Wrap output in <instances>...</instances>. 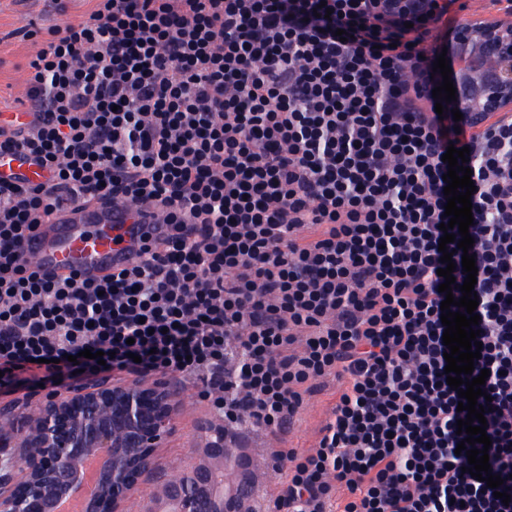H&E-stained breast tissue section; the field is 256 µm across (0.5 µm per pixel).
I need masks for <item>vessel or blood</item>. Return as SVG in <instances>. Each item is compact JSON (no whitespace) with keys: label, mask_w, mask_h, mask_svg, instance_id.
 I'll return each mask as SVG.
<instances>
[{"label":"vessel or blood","mask_w":512,"mask_h":512,"mask_svg":"<svg viewBox=\"0 0 512 512\" xmlns=\"http://www.w3.org/2000/svg\"><path fill=\"white\" fill-rule=\"evenodd\" d=\"M13 174L33 183L41 180L39 170L21 158H0V177ZM164 231V225L155 223L149 213L136 212L128 205L73 206L61 212L55 223L32 231L25 241V252L40 272H75L99 278L131 259V249L142 234L159 236Z\"/></svg>","instance_id":"vessel-or-blood-1"}]
</instances>
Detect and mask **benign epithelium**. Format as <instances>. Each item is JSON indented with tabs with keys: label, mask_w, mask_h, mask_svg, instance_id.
I'll use <instances>...</instances> for the list:
<instances>
[{
	"label": "benign epithelium",
	"mask_w": 512,
	"mask_h": 512,
	"mask_svg": "<svg viewBox=\"0 0 512 512\" xmlns=\"http://www.w3.org/2000/svg\"><path fill=\"white\" fill-rule=\"evenodd\" d=\"M452 57L455 108L476 126L512 114L511 23L464 21ZM177 403L164 379L71 383L46 399L18 435V447L36 452L0 475V512H54L77 484L84 459L99 448L111 452L85 512H128L141 476L173 430ZM206 455L188 481L169 488L179 512H249L247 477L231 491L215 482V464L227 458L224 444Z\"/></svg>",
	"instance_id": "obj_1"
}]
</instances>
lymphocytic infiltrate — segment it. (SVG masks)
Listing matches in <instances>:
<instances>
[{
    "mask_svg": "<svg viewBox=\"0 0 512 512\" xmlns=\"http://www.w3.org/2000/svg\"><path fill=\"white\" fill-rule=\"evenodd\" d=\"M87 2L0 117V156L43 173L0 180V394L177 373L276 440L332 382L314 447L266 451L271 512H512L455 452L444 371L452 145L476 186L489 463L512 495V117L471 131L435 111L425 44L458 0ZM118 200L164 237L97 280L33 269L35 227Z\"/></svg>",
    "mask_w": 512,
    "mask_h": 512,
    "instance_id": "lymphocytic-infiltrate-1",
    "label": "lymphocytic infiltrate"
}]
</instances>
